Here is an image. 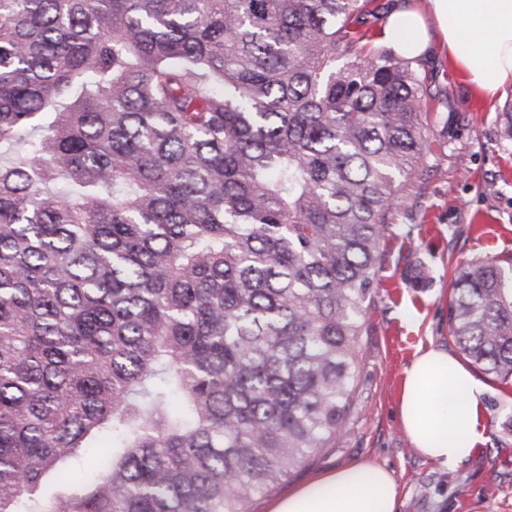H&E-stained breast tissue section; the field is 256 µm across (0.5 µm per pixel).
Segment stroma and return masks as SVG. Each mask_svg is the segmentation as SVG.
<instances>
[{"label": "stroma", "instance_id": "obj_1", "mask_svg": "<svg viewBox=\"0 0 512 512\" xmlns=\"http://www.w3.org/2000/svg\"><path fill=\"white\" fill-rule=\"evenodd\" d=\"M421 71L432 94L453 102L443 148L406 186L381 246L373 297L358 352L355 403L336 442L273 491L251 498L246 512L332 467L369 461L392 474L399 512H512V382L487 378L485 442L453 468L421 456L398 418L404 370L421 347L459 355L449 334L454 268L473 260L512 261V146L499 141L498 114L512 87L487 98L472 90L447 55L432 51Z\"/></svg>", "mask_w": 512, "mask_h": 512}]
</instances>
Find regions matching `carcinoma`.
<instances>
[{
	"label": "carcinoma",
	"instance_id": "carcinoma-1",
	"mask_svg": "<svg viewBox=\"0 0 512 512\" xmlns=\"http://www.w3.org/2000/svg\"><path fill=\"white\" fill-rule=\"evenodd\" d=\"M376 0H0V512H243L336 441L430 152ZM512 142V102L500 112ZM449 333L512 379V264Z\"/></svg>",
	"mask_w": 512,
	"mask_h": 512
}]
</instances>
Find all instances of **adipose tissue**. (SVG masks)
Returning a JSON list of instances; mask_svg holds the SVG:
<instances>
[{"label":"adipose tissue","mask_w":512,"mask_h":512,"mask_svg":"<svg viewBox=\"0 0 512 512\" xmlns=\"http://www.w3.org/2000/svg\"><path fill=\"white\" fill-rule=\"evenodd\" d=\"M433 18L414 9L392 12L379 32L381 45L415 58L431 45L446 51L469 85L488 97L512 86V0H431ZM486 385L455 356L418 349L404 372L401 427L424 457L448 468L483 443ZM395 482L369 463L317 475L271 502L267 512H398Z\"/></svg>","instance_id":"1"}]
</instances>
